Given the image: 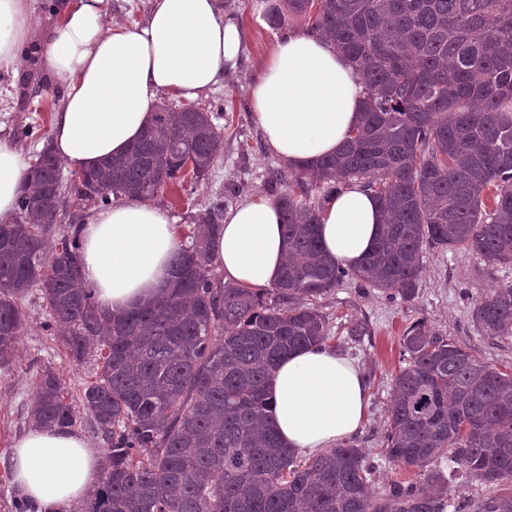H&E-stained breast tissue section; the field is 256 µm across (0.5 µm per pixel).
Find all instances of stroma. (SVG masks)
Listing matches in <instances>:
<instances>
[{"label": "stroma", "mask_w": 512, "mask_h": 512, "mask_svg": "<svg viewBox=\"0 0 512 512\" xmlns=\"http://www.w3.org/2000/svg\"><path fill=\"white\" fill-rule=\"evenodd\" d=\"M275 0H219L225 18L241 25L244 51L237 65L229 68L223 87L198 96L204 104L224 101V154L205 181L160 193L157 206L168 211L179 236H186L193 216L211 194L235 188L237 199L267 190L271 170L284 168V161L270 153L255 123L250 105V85L283 31L265 20L267 7ZM65 87L49 75L36 57L22 58L18 72H0V140L12 144L26 157H33L52 137L55 106L63 102ZM46 109L34 112V101ZM38 124L35 139L18 138V130ZM512 284V266L491 268L473 254L430 250L423 254V272L413 298L388 299L373 288L349 281L319 299L320 311L331 328V347L355 360L369 385V405L360 432L350 444L377 466L375 488L394 483L425 485L426 476L390 463L386 458L387 410L393 399L392 382L401 367L400 339L414 322L426 321L469 352L493 365H512V339L494 342L472 326L468 310L484 290ZM24 328L8 363L0 365V512H14L16 493L11 486L8 458L17 438L31 426L27 411L34 399L37 376L49 368L65 383L69 398L79 402L85 386L97 378L96 361L78 363L66 353L62 341L46 331L48 314L38 289H30L20 303ZM367 327L363 336L348 335L351 324Z\"/></svg>", "instance_id": "stroma-1"}]
</instances>
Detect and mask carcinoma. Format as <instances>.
Listing matches in <instances>:
<instances>
[{
  "label": "carcinoma",
  "instance_id": "obj_1",
  "mask_svg": "<svg viewBox=\"0 0 512 512\" xmlns=\"http://www.w3.org/2000/svg\"><path fill=\"white\" fill-rule=\"evenodd\" d=\"M299 19L332 42L364 89L361 120L342 149L310 169L275 170L268 191L288 254L273 288L226 284L213 248L228 196L212 195L191 244L172 258L156 300L101 312L81 272L77 231L55 236L63 212L61 160L36 154L9 222L0 223V362L9 360L39 288L47 328L77 361L101 362L81 397L107 444L88 512H464L415 484L373 490L375 465L339 445L301 456L279 439L267 387L291 351L325 346L331 328L317 301L347 280L410 299L423 252L462 250L491 267L512 265V0H282L266 19ZM224 107L161 101L121 156L85 171L78 205L124 196L150 200L201 180L224 154ZM363 182L386 213L371 252L354 269L325 255L323 203ZM477 330L512 338V285L470 308ZM385 434L386 456L425 472L441 459L487 487L512 482V366L493 367L426 322L401 338ZM50 368L28 412L47 429L73 428L78 411ZM512 512V493L476 504Z\"/></svg>",
  "mask_w": 512,
  "mask_h": 512
}]
</instances>
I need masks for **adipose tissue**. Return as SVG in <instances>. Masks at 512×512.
Masks as SVG:
<instances>
[{"mask_svg":"<svg viewBox=\"0 0 512 512\" xmlns=\"http://www.w3.org/2000/svg\"><path fill=\"white\" fill-rule=\"evenodd\" d=\"M34 0H0V71H16L35 25ZM105 0H65L39 45L43 67L65 84L52 132L55 154L86 169L124 153L165 95L193 99L223 86L242 47L238 25L217 0H152L143 22L106 23ZM363 98L351 63L323 40L283 35L250 92L269 150L298 167L336 154L356 127ZM28 163L0 142V216L10 214ZM385 216L358 183L326 199L319 236L336 264L356 267ZM83 275L104 312L146 304L166 286L179 250L173 220L146 200L119 198L80 226ZM285 259L281 215L257 194L224 217L214 263L225 281L250 290L277 282ZM369 387L361 367L333 348L298 349L278 363L269 412L282 442L310 454L350 440L362 427ZM100 449L70 429L30 428L12 446L11 484L35 512H72L100 479Z\"/></svg>","mask_w":512,"mask_h":512,"instance_id":"1","label":"adipose tissue"}]
</instances>
